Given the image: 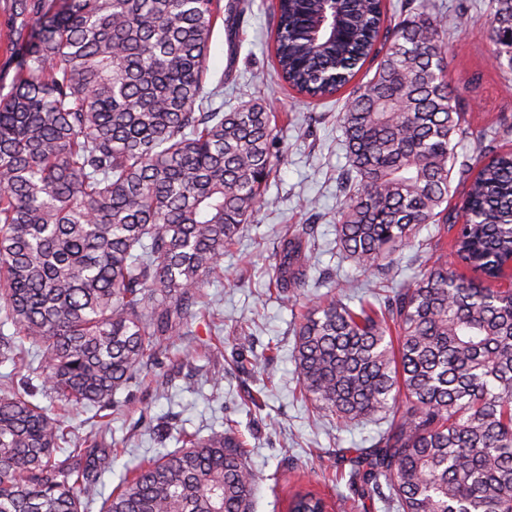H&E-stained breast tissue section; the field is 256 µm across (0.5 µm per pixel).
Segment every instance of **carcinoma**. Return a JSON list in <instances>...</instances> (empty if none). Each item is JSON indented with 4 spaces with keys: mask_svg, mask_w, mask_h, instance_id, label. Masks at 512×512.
I'll use <instances>...</instances> for the list:
<instances>
[{
    "mask_svg": "<svg viewBox=\"0 0 512 512\" xmlns=\"http://www.w3.org/2000/svg\"><path fill=\"white\" fill-rule=\"evenodd\" d=\"M221 0H16L11 91L0 97V362L39 373L60 406L102 410L197 319L201 288L265 203L281 161L274 113L212 107L206 59ZM498 67L512 71V0H487ZM278 77L311 98L347 84L379 41L373 76L339 115L350 176L336 243L373 288L432 224L425 268L377 303L338 294L302 315L294 362L312 408L348 425L388 416L349 448V483L387 488L397 512H512V148L470 173L446 75L447 28L383 0H277ZM464 183L448 210L453 177ZM451 238L454 263L442 250ZM311 240L274 249L278 301L296 303ZM461 266L473 273L466 279ZM0 382V512H85L112 449L69 436L59 413ZM143 461L102 512H251L257 476L230 420ZM64 458H59V455ZM288 512H327L304 487Z\"/></svg>",
    "mask_w": 512,
    "mask_h": 512,
    "instance_id": "obj_1",
    "label": "carcinoma"
}]
</instances>
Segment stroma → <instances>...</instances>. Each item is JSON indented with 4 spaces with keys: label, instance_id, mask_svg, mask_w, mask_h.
<instances>
[{
    "label": "stroma",
    "instance_id": "35a3bbf8",
    "mask_svg": "<svg viewBox=\"0 0 512 512\" xmlns=\"http://www.w3.org/2000/svg\"><path fill=\"white\" fill-rule=\"evenodd\" d=\"M274 2L245 0L234 27L217 22L206 61L209 84L220 89L214 105L230 108L261 97L280 115L282 158L267 185L269 203L243 225L221 272L203 288V323L171 337L162 365L119 391L106 409L105 437L114 458L102 478L103 493H110L127 468L174 450L180 430L205 436L223 429L229 418L238 422L259 478L255 512H286L291 491L301 486L332 503L361 495L348 481L349 464H337L336 452L370 447L385 420L377 416L345 426L318 416L300 399L293 347L301 315L332 297L339 284L356 279L348 291L354 301L368 293L336 247L338 182L348 168L338 115L354 87L372 77L376 63L367 61L329 99L300 98L276 79ZM410 5L450 20L462 10L469 16L464 31L449 30L446 56L448 82L466 105L469 136L460 151L470 166L489 150L512 147V134L491 143L480 139L503 117L512 118V74L493 60L485 0H386L387 15L405 17ZM21 24L15 0H0V96L10 91L17 73L13 44ZM311 197L318 199L317 209L302 208V200ZM302 224L313 231L312 267L299 305L287 308L268 293L270 267L279 237ZM255 361L261 369H252ZM216 375L224 378L218 389L210 384Z\"/></svg>",
    "mask_w": 512,
    "mask_h": 512
}]
</instances>
